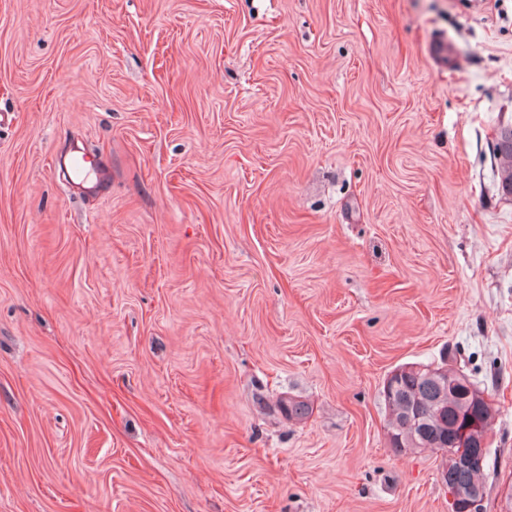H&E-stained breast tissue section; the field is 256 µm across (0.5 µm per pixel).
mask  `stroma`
Returning a JSON list of instances; mask_svg holds the SVG:
<instances>
[{
    "instance_id": "stroma-1",
    "label": "stroma",
    "mask_w": 512,
    "mask_h": 512,
    "mask_svg": "<svg viewBox=\"0 0 512 512\" xmlns=\"http://www.w3.org/2000/svg\"><path fill=\"white\" fill-rule=\"evenodd\" d=\"M0 113V512H450L406 363L491 401L501 512L512 0H0Z\"/></svg>"
}]
</instances>
